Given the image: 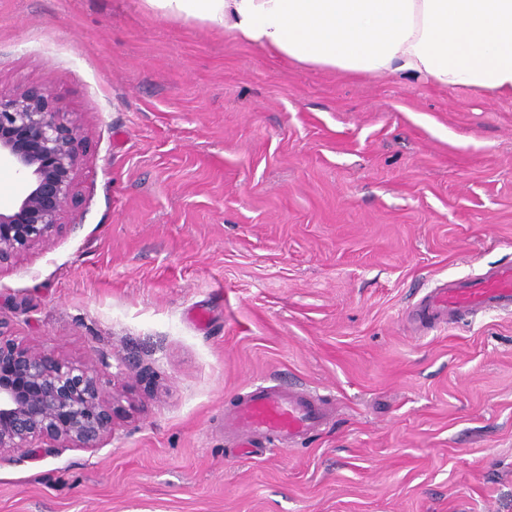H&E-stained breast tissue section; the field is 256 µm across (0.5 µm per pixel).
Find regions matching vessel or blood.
<instances>
[{
	"mask_svg": "<svg viewBox=\"0 0 512 512\" xmlns=\"http://www.w3.org/2000/svg\"><path fill=\"white\" fill-rule=\"evenodd\" d=\"M491 309H512V262L435 289L424 298L413 319L422 327L451 325L462 315ZM332 412L331 406L300 386L258 385L225 412L224 433L241 448L289 446L318 431Z\"/></svg>",
	"mask_w": 512,
	"mask_h": 512,
	"instance_id": "1",
	"label": "vessel or blood"
}]
</instances>
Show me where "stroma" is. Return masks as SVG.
I'll return each mask as SVG.
<instances>
[{"label":"stroma","mask_w":512,"mask_h":512,"mask_svg":"<svg viewBox=\"0 0 512 512\" xmlns=\"http://www.w3.org/2000/svg\"><path fill=\"white\" fill-rule=\"evenodd\" d=\"M88 132L69 230L0 268L24 343L147 369L100 448L0 460V512H512V311L409 323L512 260V97L315 69L144 0H0V90ZM330 399L236 447L255 384Z\"/></svg>","instance_id":"35a3bbf8"}]
</instances>
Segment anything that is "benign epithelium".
Instances as JSON below:
<instances>
[{
    "label": "benign epithelium",
    "mask_w": 512,
    "mask_h": 512,
    "mask_svg": "<svg viewBox=\"0 0 512 512\" xmlns=\"http://www.w3.org/2000/svg\"><path fill=\"white\" fill-rule=\"evenodd\" d=\"M87 132L65 117L50 87L0 91V167L23 186L0 209V267L47 246L66 229L78 197ZM99 356L71 360L27 346L0 321V456L17 449L98 448L130 417L125 387L104 379Z\"/></svg>",
    "instance_id": "benign-epithelium-1"
}]
</instances>
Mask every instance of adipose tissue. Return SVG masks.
Returning <instances> with one entry per match:
<instances>
[{
	"instance_id": "ef3b65f1",
	"label": "adipose tissue",
	"mask_w": 512,
	"mask_h": 512,
	"mask_svg": "<svg viewBox=\"0 0 512 512\" xmlns=\"http://www.w3.org/2000/svg\"><path fill=\"white\" fill-rule=\"evenodd\" d=\"M313 68L512 96V0H146Z\"/></svg>"
}]
</instances>
